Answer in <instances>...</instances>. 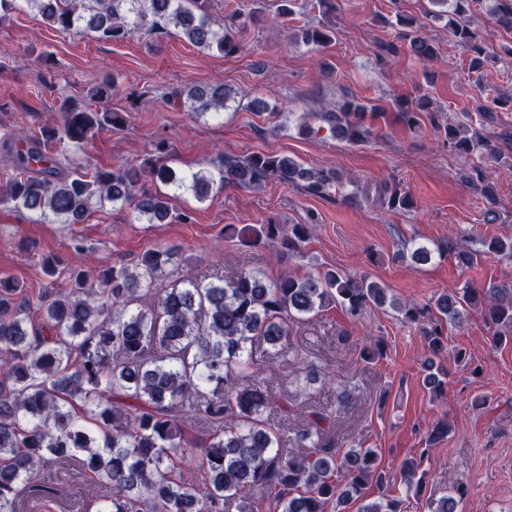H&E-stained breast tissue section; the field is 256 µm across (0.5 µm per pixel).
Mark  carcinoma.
<instances>
[{"label":"carcinoma","instance_id":"cac0c4a2","mask_svg":"<svg viewBox=\"0 0 512 512\" xmlns=\"http://www.w3.org/2000/svg\"><path fill=\"white\" fill-rule=\"evenodd\" d=\"M452 6L448 27L456 43L472 53L470 67L484 65L471 27L469 0H431ZM34 9L53 27L120 41L138 33L174 29L192 45L224 54L238 50L228 29L213 28L208 0H0V19L20 4ZM490 14L512 28V0H493ZM298 37L323 47L330 27H303ZM408 52L420 59L436 54L432 39L419 30L405 36ZM196 115L228 108L231 94L221 82L191 86L175 94ZM397 120L409 128L428 111L424 99H398ZM384 109L347 99L337 111L322 112L334 135L356 144L370 135L366 113ZM63 124L44 126L17 137L21 148L12 169L0 175V205L24 209L39 220L81 224L105 203H134V218L164 221L171 202L192 195L202 202L227 188L256 187L274 179L285 185L304 181L308 192L325 195L335 178L303 167L287 155L254 153L224 157L207 169L182 171L158 155L137 165L109 169L95 164L62 172L55 153L84 146L104 127L124 116L90 103L64 100ZM448 147L465 154L496 155L494 145L464 125L446 129ZM467 181L480 190L487 214L497 215L496 192L475 165ZM393 210H409L412 197L383 190ZM224 236L245 245L276 243L293 252L307 237L304 224L224 225ZM458 265L507 255L512 238L494 237L468 250L449 247ZM36 302L10 279L0 278V512H17L18 496L40 476L50 459L76 460L107 484L97 512H261L266 490L274 512H341L369 485L380 484L377 455L371 448H334L326 438L338 411L304 408L269 393L254 348L282 347L293 321L338 305L360 318L388 300V289L367 276L325 269L315 276L285 275L267 281L258 270L229 278H188L173 249L147 250L134 268L117 263L100 271L70 266L57 271ZM468 308H478L494 329L492 342L512 343V281L491 288L455 289L440 294L434 306H400L403 320L420 326L427 342L425 388L441 398L447 382L433 358L446 349L444 327ZM380 338L365 340L361 359L383 355ZM301 414L298 447L281 452L282 438L267 426L266 413ZM201 424L203 436L188 434ZM468 489L454 485L438 512H457ZM360 512H401V500L382 498Z\"/></svg>","mask_w":512,"mask_h":512}]
</instances>
